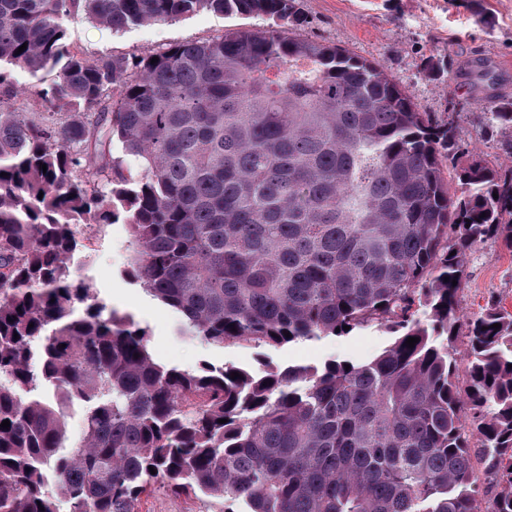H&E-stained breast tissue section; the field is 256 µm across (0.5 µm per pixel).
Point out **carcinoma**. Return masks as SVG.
I'll use <instances>...</instances> for the list:
<instances>
[{"label": "carcinoma", "instance_id": "obj_1", "mask_svg": "<svg viewBox=\"0 0 512 512\" xmlns=\"http://www.w3.org/2000/svg\"><path fill=\"white\" fill-rule=\"evenodd\" d=\"M203 10L268 25L154 64L80 57L63 27ZM305 23L296 0H0V63L59 70L39 95L66 111L0 104V512H55L52 482L70 512H133L155 485L219 512H512V313L465 320L457 300L473 247L512 251V166L464 147L379 62L296 35ZM423 71L446 76L448 59ZM487 118L512 132V98ZM119 220L123 276L210 344L346 326L393 340L321 369L161 366L69 266L78 225ZM43 384L89 404L68 453Z\"/></svg>", "mask_w": 512, "mask_h": 512}]
</instances>
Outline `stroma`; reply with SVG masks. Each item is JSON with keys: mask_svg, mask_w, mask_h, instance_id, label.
I'll list each match as a JSON object with an SVG mask.
<instances>
[{"mask_svg": "<svg viewBox=\"0 0 512 512\" xmlns=\"http://www.w3.org/2000/svg\"><path fill=\"white\" fill-rule=\"evenodd\" d=\"M299 8L309 21L302 36L343 46L382 63L412 93L420 111L452 121L460 140L481 151L490 165H512V133L488 128L487 87L475 76L476 65L485 66L502 94L512 97V0H299ZM64 25L70 50L95 58L146 57L178 43L210 39L228 29L259 28L263 22L202 11L121 33L101 29L81 14L65 18ZM431 55L447 57V79L424 76L422 61ZM57 81L53 71L34 78L24 69L5 64L0 66V100L37 112L41 109L39 91ZM80 240L83 249L70 260L75 274L89 282L108 308L130 316L146 330L153 358L167 367L192 371L208 362L255 372L269 365L320 368L331 360H370L391 342L389 333L367 327L345 336L299 340L275 348L214 346L185 332L176 314L123 277L129 258L127 225L88 228ZM492 301L512 312V252L488 241L470 254L458 305L469 318ZM209 508L207 501L156 488L141 496L134 512H208Z\"/></svg>", "mask_w": 512, "mask_h": 512, "instance_id": "obj_1", "label": "stroma"}]
</instances>
